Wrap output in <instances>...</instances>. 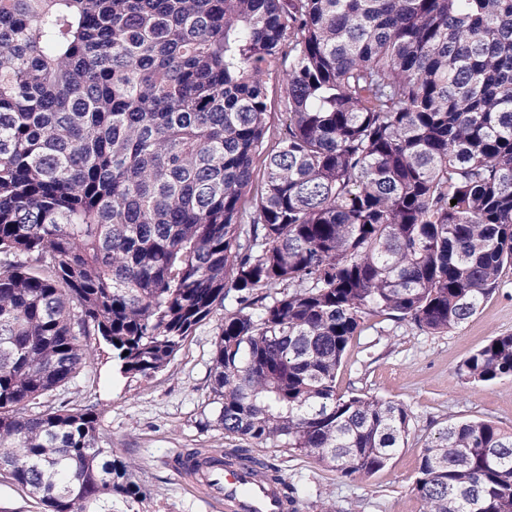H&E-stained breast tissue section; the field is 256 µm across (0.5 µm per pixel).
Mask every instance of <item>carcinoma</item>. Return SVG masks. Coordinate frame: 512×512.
Returning <instances> with one entry per match:
<instances>
[{
  "instance_id": "carcinoma-1",
  "label": "carcinoma",
  "mask_w": 512,
  "mask_h": 512,
  "mask_svg": "<svg viewBox=\"0 0 512 512\" xmlns=\"http://www.w3.org/2000/svg\"><path fill=\"white\" fill-rule=\"evenodd\" d=\"M508 263L512 0H0V472L48 512L143 495L97 413L52 403L83 337L150 378L232 293L224 433L367 477L410 416L336 392L364 317L445 333ZM460 371L512 377V334ZM415 490L512 512V432L448 423Z\"/></svg>"
}]
</instances>
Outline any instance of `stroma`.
Wrapping results in <instances>:
<instances>
[{"label": "stroma", "instance_id": "obj_1", "mask_svg": "<svg viewBox=\"0 0 512 512\" xmlns=\"http://www.w3.org/2000/svg\"><path fill=\"white\" fill-rule=\"evenodd\" d=\"M221 315L199 326L174 360L150 379L122 374L109 347L88 337L90 360L77 382L60 390L56 403L94 410L105 447L132 467L141 486L139 503L112 499L114 512H208L186 491L175 471L183 452L228 450L239 438L225 435L209 403L210 358ZM512 334V266L499 286L460 326L442 334L392 316L365 318L349 342L336 390L403 405L410 433L383 470L369 477L340 476L315 456L285 448L255 447L277 464L296 489L298 512H424L414 490L420 450L451 420H488L512 430V378L471 383L459 366L493 337Z\"/></svg>", "mask_w": 512, "mask_h": 512}]
</instances>
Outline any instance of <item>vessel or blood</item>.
Instances as JSON below:
<instances>
[{
	"label": "vessel or blood",
	"mask_w": 512,
	"mask_h": 512,
	"mask_svg": "<svg viewBox=\"0 0 512 512\" xmlns=\"http://www.w3.org/2000/svg\"><path fill=\"white\" fill-rule=\"evenodd\" d=\"M177 472L182 482L213 512H297L274 479L249 464L216 454L184 455Z\"/></svg>",
	"instance_id": "1"
}]
</instances>
